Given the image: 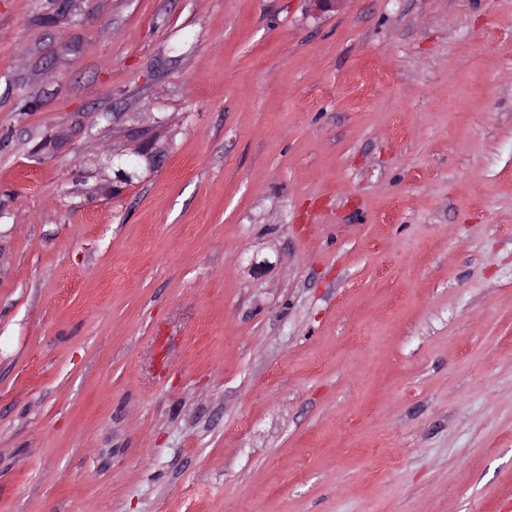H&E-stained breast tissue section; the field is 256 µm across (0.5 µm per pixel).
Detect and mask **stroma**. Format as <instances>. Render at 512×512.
<instances>
[{
  "label": "stroma",
  "instance_id": "obj_1",
  "mask_svg": "<svg viewBox=\"0 0 512 512\" xmlns=\"http://www.w3.org/2000/svg\"><path fill=\"white\" fill-rule=\"evenodd\" d=\"M54 9L0 0V512H512V0Z\"/></svg>",
  "mask_w": 512,
  "mask_h": 512
}]
</instances>
